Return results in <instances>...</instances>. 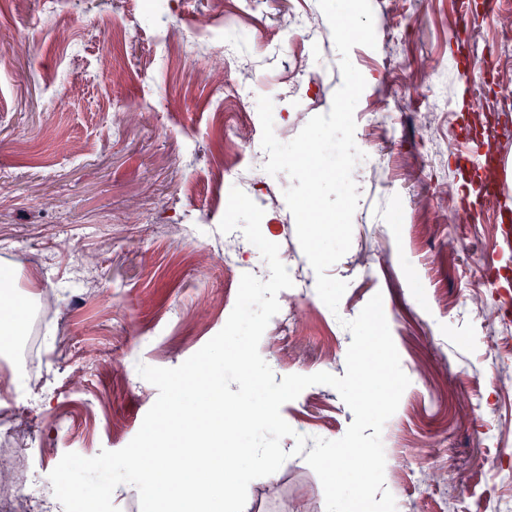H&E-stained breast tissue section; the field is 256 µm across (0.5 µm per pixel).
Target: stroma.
<instances>
[{
    "label": "stroma",
    "mask_w": 512,
    "mask_h": 512,
    "mask_svg": "<svg viewBox=\"0 0 512 512\" xmlns=\"http://www.w3.org/2000/svg\"><path fill=\"white\" fill-rule=\"evenodd\" d=\"M470 2L469 29L455 25V0H371L376 45L350 53L366 80L354 113L365 157L352 173V245L328 270L347 284L333 312L283 197L290 177L256 171L249 153L226 146L261 143L256 106L233 96L244 83L272 99L280 141L329 112L342 75L317 0H154L155 15L142 18L137 0H75L72 9L0 0V263L13 268L17 297L35 271L55 299L49 319L27 325L50 391L0 393L28 416L37 479L65 453L126 446L158 396L138 364L179 366L224 327L242 274L265 265L258 253L224 256L218 225L235 186L263 209L262 233L293 281L291 309L259 344L276 377L344 375L352 336L343 323L383 296L410 379L382 432L397 512H495L512 494L499 480L512 472V378L497 379L495 349L512 321L492 330L465 312L474 276L512 267V254L495 249L492 218L460 191L455 157L456 134L484 114L512 128V109L466 86L457 43L512 69V39L497 19H480L483 0ZM298 11L313 17L314 36L289 33ZM211 18L220 21L213 40L192 58L157 43L159 27L176 40ZM234 33L245 43L230 62L224 38ZM432 95L445 108L430 123L417 104ZM375 106L391 114L386 133L367 123ZM446 184L470 223L445 221ZM281 415L296 434L329 440L354 419L327 385L306 388ZM281 445L290 458L274 479L250 484L247 512H295L299 500L325 512L293 437Z\"/></svg>",
    "instance_id": "35a3bbf8"
}]
</instances>
